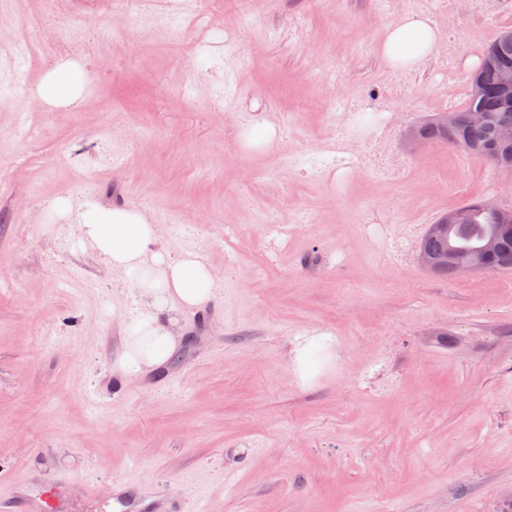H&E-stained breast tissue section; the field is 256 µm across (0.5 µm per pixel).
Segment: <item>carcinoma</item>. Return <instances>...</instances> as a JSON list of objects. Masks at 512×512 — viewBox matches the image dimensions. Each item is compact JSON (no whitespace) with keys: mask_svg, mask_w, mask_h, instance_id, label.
<instances>
[{"mask_svg":"<svg viewBox=\"0 0 512 512\" xmlns=\"http://www.w3.org/2000/svg\"><path fill=\"white\" fill-rule=\"evenodd\" d=\"M512 73V28H503L488 45L480 58L468 87L467 102L458 114H476V118L452 124L444 114L434 113L419 127L420 137L426 141L441 140L452 146L458 142L465 146H477L494 158L493 166L502 172L512 173V141L498 136L502 126H512V94L500 89V76ZM463 212L453 232L444 224L448 215L428 225L421 245L432 254L448 250L455 243L467 253L480 247L484 240L495 234L500 243L499 251L491 258L488 272L512 271V218L506 214L491 215L478 201H468L455 208Z\"/></svg>","mask_w":512,"mask_h":512,"instance_id":"carcinoma-1","label":"carcinoma"}]
</instances>
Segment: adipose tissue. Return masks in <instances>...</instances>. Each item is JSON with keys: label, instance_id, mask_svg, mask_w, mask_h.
Returning <instances> with one entry per match:
<instances>
[{"label": "adipose tissue", "instance_id": "1", "mask_svg": "<svg viewBox=\"0 0 512 512\" xmlns=\"http://www.w3.org/2000/svg\"><path fill=\"white\" fill-rule=\"evenodd\" d=\"M440 37L436 20L415 11L384 26L378 49L393 71L406 74L436 53ZM84 84L83 70L67 62L41 76L34 96L45 106L67 107L79 99ZM54 208L76 225L79 242L92 248L124 290L122 301L104 304L123 319L122 344L112 365L117 378L163 367L181 339L179 311L206 304L218 291L209 262L196 251L172 255L159 249L158 225L136 207L111 210L89 200L76 206L60 198Z\"/></svg>", "mask_w": 512, "mask_h": 512}]
</instances>
